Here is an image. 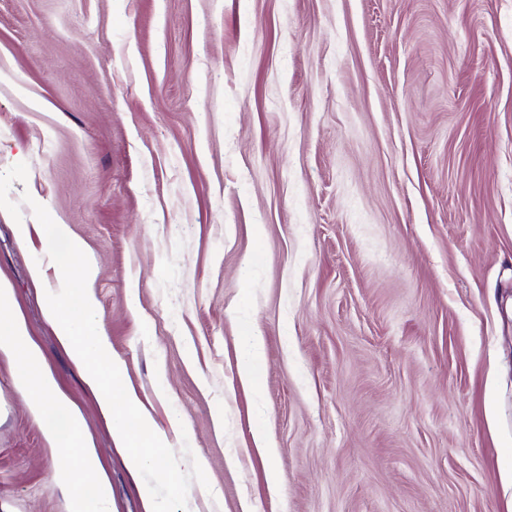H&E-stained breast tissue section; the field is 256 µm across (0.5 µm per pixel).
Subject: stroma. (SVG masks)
I'll return each instance as SVG.
<instances>
[{
	"instance_id": "1",
	"label": "stroma",
	"mask_w": 512,
	"mask_h": 512,
	"mask_svg": "<svg viewBox=\"0 0 512 512\" xmlns=\"http://www.w3.org/2000/svg\"><path fill=\"white\" fill-rule=\"evenodd\" d=\"M26 194L203 460L187 512H512V0H0V283L112 512H147L44 316ZM48 428L1 352L0 512H67ZM264 356V339L259 334L249 336L239 359V376L244 384L255 386L257 369Z\"/></svg>"
}]
</instances>
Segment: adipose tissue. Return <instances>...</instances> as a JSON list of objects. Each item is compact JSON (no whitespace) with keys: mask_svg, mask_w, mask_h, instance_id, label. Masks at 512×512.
<instances>
[{"mask_svg":"<svg viewBox=\"0 0 512 512\" xmlns=\"http://www.w3.org/2000/svg\"><path fill=\"white\" fill-rule=\"evenodd\" d=\"M12 354L15 379L29 406L45 417L67 415L69 431L60 440L64 459L56 472L68 495V512H112V490L98 454L84 434L83 417L58 387L12 308L8 288L0 287V351Z\"/></svg>","mask_w":512,"mask_h":512,"instance_id":"obj_1","label":"adipose tissue"}]
</instances>
